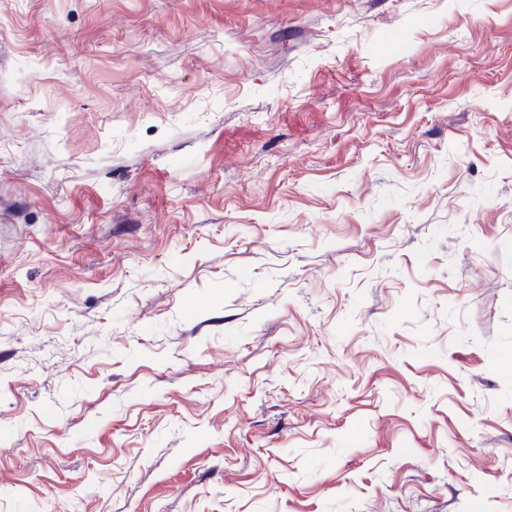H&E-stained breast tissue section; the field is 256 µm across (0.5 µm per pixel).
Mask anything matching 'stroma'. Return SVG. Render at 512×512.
<instances>
[{
  "mask_svg": "<svg viewBox=\"0 0 512 512\" xmlns=\"http://www.w3.org/2000/svg\"><path fill=\"white\" fill-rule=\"evenodd\" d=\"M0 512H512V0H0Z\"/></svg>",
  "mask_w": 512,
  "mask_h": 512,
  "instance_id": "1",
  "label": "stroma"
}]
</instances>
